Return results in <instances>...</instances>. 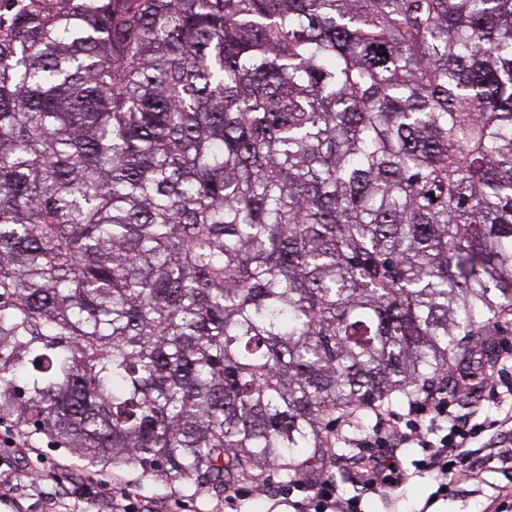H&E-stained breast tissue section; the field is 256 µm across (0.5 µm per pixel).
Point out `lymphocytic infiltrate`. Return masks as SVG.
Returning a JSON list of instances; mask_svg holds the SVG:
<instances>
[{"label":"lymphocytic infiltrate","instance_id":"1","mask_svg":"<svg viewBox=\"0 0 512 512\" xmlns=\"http://www.w3.org/2000/svg\"><path fill=\"white\" fill-rule=\"evenodd\" d=\"M481 430V424L470 423L450 411L448 391L442 385L431 388L422 399L409 401L406 412L376 408L370 428L344 439L354 450L349 475L356 495L338 497L336 483L329 475L300 472L291 482L292 490L300 494L291 503L293 512H362L365 495L405 483L408 474L400 457L409 448L421 449L416 468L431 473L439 492L447 493L451 484L472 476L469 444Z\"/></svg>","mask_w":512,"mask_h":512}]
</instances>
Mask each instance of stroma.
I'll return each instance as SVG.
<instances>
[{
  "label": "stroma",
  "mask_w": 512,
  "mask_h": 512,
  "mask_svg": "<svg viewBox=\"0 0 512 512\" xmlns=\"http://www.w3.org/2000/svg\"><path fill=\"white\" fill-rule=\"evenodd\" d=\"M498 354L475 350L464 367L448 377V396L459 414L483 424L484 433L471 445L476 465L471 479L451 486L447 496L436 495L433 477L413 473L401 488L365 498L362 512H512V466L490 459L488 449L512 451V431L500 422L512 415V397L489 395L487 378L498 368ZM35 446L28 453L0 447V471L15 476L12 505H0V512H103L98 485L119 483L134 503H165L168 512H224V491L206 481L181 483L148 479L132 471L88 467L72 449L45 435L31 433ZM57 469L53 482L34 483L28 474L34 470ZM288 480L270 472L264 486L243 481L235 492L244 494V512H274L275 501Z\"/></svg>",
  "instance_id": "1"
}]
</instances>
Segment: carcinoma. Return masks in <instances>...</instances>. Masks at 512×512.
<instances>
[{"instance_id":"1","label":"carcinoma","mask_w":512,"mask_h":512,"mask_svg":"<svg viewBox=\"0 0 512 512\" xmlns=\"http://www.w3.org/2000/svg\"><path fill=\"white\" fill-rule=\"evenodd\" d=\"M508 324L512 0H111L0 37V419L222 488Z\"/></svg>"}]
</instances>
